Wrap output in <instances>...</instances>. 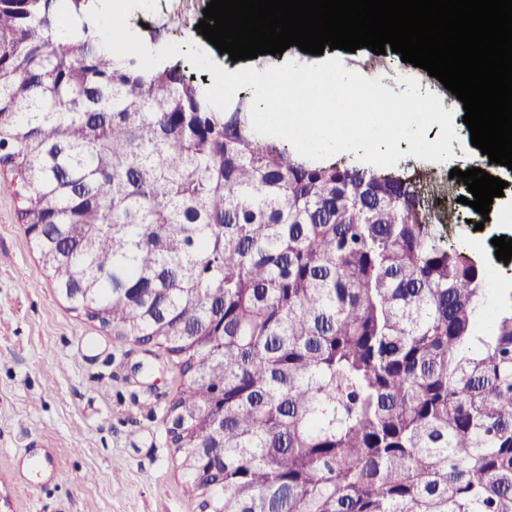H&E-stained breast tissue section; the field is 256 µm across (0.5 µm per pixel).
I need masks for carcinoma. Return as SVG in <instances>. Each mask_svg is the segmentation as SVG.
Here are the masks:
<instances>
[{
  "instance_id": "carcinoma-1",
  "label": "carcinoma",
  "mask_w": 512,
  "mask_h": 512,
  "mask_svg": "<svg viewBox=\"0 0 512 512\" xmlns=\"http://www.w3.org/2000/svg\"><path fill=\"white\" fill-rule=\"evenodd\" d=\"M95 2L0 0V165L72 309L179 359L201 509L512 512V288L430 180L257 134Z\"/></svg>"
}]
</instances>
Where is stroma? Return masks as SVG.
<instances>
[{"instance_id":"1","label":"stroma","mask_w":512,"mask_h":512,"mask_svg":"<svg viewBox=\"0 0 512 512\" xmlns=\"http://www.w3.org/2000/svg\"><path fill=\"white\" fill-rule=\"evenodd\" d=\"M211 57L231 73L336 57L362 74L371 54L316 56L293 45L256 63ZM20 207L14 191L0 189V512H201V493L169 434L185 383L177 358L71 310L42 267ZM504 210L512 211V195L494 200L478 230L470 206L459 203L444 230L498 264L493 238L512 239V220L499 218ZM498 266L512 277V262ZM34 441L52 448L62 479L28 467L25 449Z\"/></svg>"}]
</instances>
